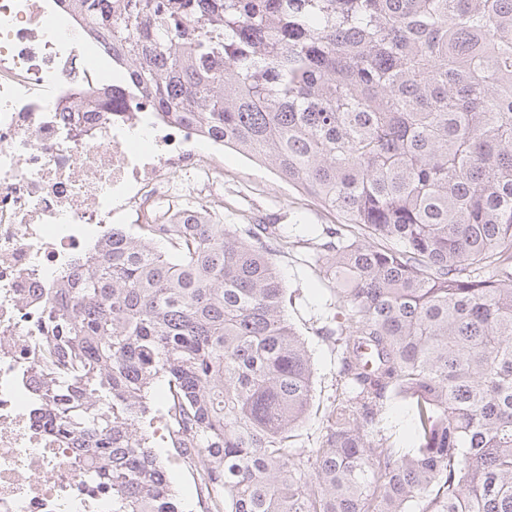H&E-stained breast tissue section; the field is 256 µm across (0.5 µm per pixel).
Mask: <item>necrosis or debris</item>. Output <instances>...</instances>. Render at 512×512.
Returning a JSON list of instances; mask_svg holds the SVG:
<instances>
[{
  "instance_id": "obj_1",
  "label": "necrosis or debris",
  "mask_w": 512,
  "mask_h": 512,
  "mask_svg": "<svg viewBox=\"0 0 512 512\" xmlns=\"http://www.w3.org/2000/svg\"><path fill=\"white\" fill-rule=\"evenodd\" d=\"M221 148L163 118L58 0H0V512H112L40 397L43 318L113 230L218 217Z\"/></svg>"
}]
</instances>
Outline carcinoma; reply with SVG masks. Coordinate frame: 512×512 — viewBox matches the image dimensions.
I'll return each mask as SVG.
<instances>
[{
    "instance_id": "1",
    "label": "carcinoma",
    "mask_w": 512,
    "mask_h": 512,
    "mask_svg": "<svg viewBox=\"0 0 512 512\" xmlns=\"http://www.w3.org/2000/svg\"><path fill=\"white\" fill-rule=\"evenodd\" d=\"M67 2L172 120L340 218L307 246L341 305L309 450L277 225L114 231L54 289L42 396L112 512H182L155 411L213 512H512V0ZM381 428L391 435L396 447L410 448L413 444L414 421L409 407L400 399L391 400L382 414Z\"/></svg>"
}]
</instances>
